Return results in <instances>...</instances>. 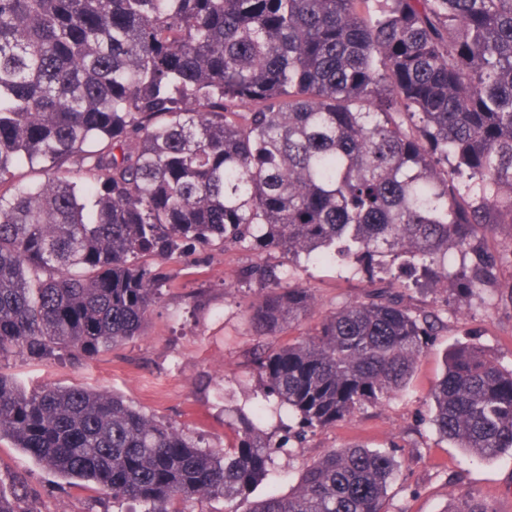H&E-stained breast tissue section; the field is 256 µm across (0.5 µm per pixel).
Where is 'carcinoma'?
Wrapping results in <instances>:
<instances>
[{
    "label": "carcinoma",
    "instance_id": "carcinoma-1",
    "mask_svg": "<svg viewBox=\"0 0 512 512\" xmlns=\"http://www.w3.org/2000/svg\"><path fill=\"white\" fill-rule=\"evenodd\" d=\"M0 359L79 365L142 335L162 264L243 247L375 278L361 302L256 354L266 403L226 410L217 451L123 397L0 372V441L143 512L232 503L270 479L262 425L305 433L404 391L432 335L387 277L483 288L512 260V0H0ZM503 236L502 248L479 246ZM273 335L309 290L254 263ZM430 393L438 433L512 451V369L458 343ZM393 455L333 448L249 512H385ZM15 477L0 512H38ZM446 512H497L463 496Z\"/></svg>",
    "mask_w": 512,
    "mask_h": 512
}]
</instances>
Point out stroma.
Here are the masks:
<instances>
[{
	"label": "stroma",
	"mask_w": 512,
	"mask_h": 512,
	"mask_svg": "<svg viewBox=\"0 0 512 512\" xmlns=\"http://www.w3.org/2000/svg\"><path fill=\"white\" fill-rule=\"evenodd\" d=\"M260 259L259 253L242 248L205 262L174 258L164 266L168 279L142 336L75 367L12 358L0 363V370L28 388L52 382L120 394L148 416L202 439L207 448L224 447L233 438L224 423L225 408L250 409L258 401L254 350L311 332L324 315L362 300L371 289L367 278L352 276L342 261L308 264L297 271L295 281L312 293L309 314L265 338L249 320L259 288L232 281L235 270ZM407 302L440 318L408 389L364 406L347 421L316 430L303 447L277 455L274 483L255 486L237 501L238 512H248L269 493L288 494L307 464L345 445L395 456L400 469L387 490L386 512H445L453 497L466 493L493 502L498 512H512V452L472 460L440 438L428 412V395L442 374L444 353L456 342L473 341L512 368V265L500 267L494 280L471 297L444 303L432 291L413 288ZM15 471L27 472L40 489L42 512H120L93 487L69 483L1 441L0 485L10 486Z\"/></svg>",
	"instance_id": "1"
}]
</instances>
